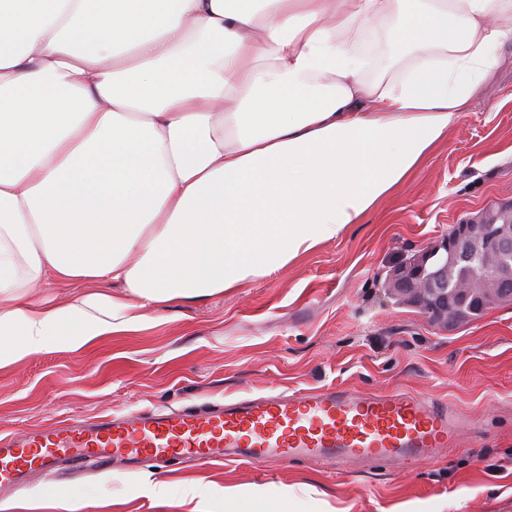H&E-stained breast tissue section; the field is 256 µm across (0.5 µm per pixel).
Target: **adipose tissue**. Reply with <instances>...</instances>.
Wrapping results in <instances>:
<instances>
[{"label":"adipose tissue","mask_w":512,"mask_h":512,"mask_svg":"<svg viewBox=\"0 0 512 512\" xmlns=\"http://www.w3.org/2000/svg\"><path fill=\"white\" fill-rule=\"evenodd\" d=\"M389 51L363 53L381 19ZM512 41V0H0V369L244 288L363 223ZM119 283L45 307L22 289ZM191 512H291L224 487Z\"/></svg>","instance_id":"1"}]
</instances>
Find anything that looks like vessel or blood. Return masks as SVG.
<instances>
[{
    "label": "vessel or blood",
    "instance_id": "1",
    "mask_svg": "<svg viewBox=\"0 0 512 512\" xmlns=\"http://www.w3.org/2000/svg\"><path fill=\"white\" fill-rule=\"evenodd\" d=\"M461 416L410 392L359 393L343 386L251 394L201 410L139 412L61 421L0 436V486L22 489L40 474L48 495L65 493L60 467L120 461L161 471L176 459L207 463L333 460L353 467L411 464L452 446Z\"/></svg>",
    "mask_w": 512,
    "mask_h": 512
}]
</instances>
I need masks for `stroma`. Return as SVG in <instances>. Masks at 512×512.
<instances>
[{"label":"stroma","instance_id":"35a3bbf8","mask_svg":"<svg viewBox=\"0 0 512 512\" xmlns=\"http://www.w3.org/2000/svg\"><path fill=\"white\" fill-rule=\"evenodd\" d=\"M502 201L512 202V43L464 119L364 223L248 287L153 311L136 332L0 369V432L269 389L408 390L462 415L458 446L409 468L180 462L60 477L82 485L77 512H188V489L232 485L291 490L296 512H512V304L448 328L382 288L393 266ZM157 477L161 498L144 488Z\"/></svg>","mask_w":512,"mask_h":512}]
</instances>
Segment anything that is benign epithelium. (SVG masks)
Returning a JSON list of instances; mask_svg holds the SVG:
<instances>
[{"instance_id":"7a95c632","label":"benign epithelium","mask_w":512,"mask_h":512,"mask_svg":"<svg viewBox=\"0 0 512 512\" xmlns=\"http://www.w3.org/2000/svg\"><path fill=\"white\" fill-rule=\"evenodd\" d=\"M472 271L464 282L453 281L448 267ZM386 288L419 307L433 321L453 323L465 318L456 296H473L484 309L512 296V205H502L488 221L456 224L439 244L393 269Z\"/></svg>"}]
</instances>
